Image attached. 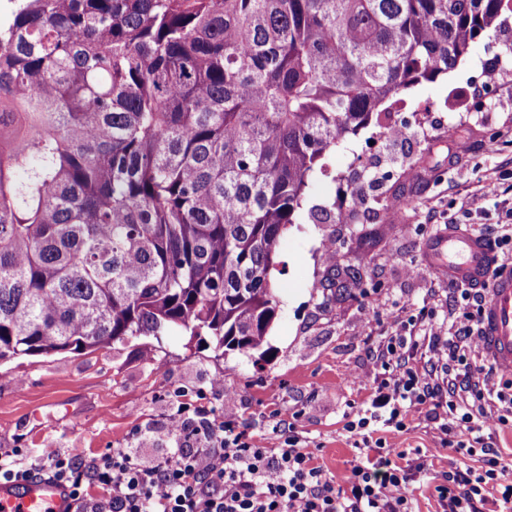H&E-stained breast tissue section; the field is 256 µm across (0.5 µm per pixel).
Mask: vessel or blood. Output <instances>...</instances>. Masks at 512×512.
I'll return each instance as SVG.
<instances>
[{"mask_svg": "<svg viewBox=\"0 0 512 512\" xmlns=\"http://www.w3.org/2000/svg\"><path fill=\"white\" fill-rule=\"evenodd\" d=\"M427 255L450 280L487 293L481 316L482 351L500 371L512 374V274L501 269L481 237L454 224L431 241ZM69 501V488L53 479L0 481V512H65Z\"/></svg>", "mask_w": 512, "mask_h": 512, "instance_id": "1", "label": "vessel or blood"}]
</instances>
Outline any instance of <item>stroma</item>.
<instances>
[{"instance_id": "stroma-1", "label": "stroma", "mask_w": 512, "mask_h": 512, "mask_svg": "<svg viewBox=\"0 0 512 512\" xmlns=\"http://www.w3.org/2000/svg\"><path fill=\"white\" fill-rule=\"evenodd\" d=\"M512 43V16L471 46L452 72L407 90L402 128L413 136L408 157L391 150L380 115L348 137L311 173L302 208L284 233L274 280L278 317L267 357L215 351L207 336H134L97 350L25 356L0 362V455L21 467L56 448L87 459L115 448L152 461L181 447L163 431L181 402L219 409L210 389L223 379L253 444L279 446L273 428L294 423L318 464L339 476L363 449L345 431L348 414L368 402L379 374L371 352L400 320L453 303L451 285L426 258L428 243L452 224L507 233L512 208V82L488 86L490 42ZM496 140L488 155L482 146ZM498 187L491 195L490 187ZM349 213L344 224H321V209ZM346 242L328 264V237ZM431 405L386 437L397 465L426 460L408 487L413 512H438L435 487L444 473L480 468L478 457L442 448Z\"/></svg>"}]
</instances>
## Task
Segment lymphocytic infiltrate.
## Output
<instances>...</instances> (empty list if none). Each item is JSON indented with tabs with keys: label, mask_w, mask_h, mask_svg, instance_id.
<instances>
[{
	"label": "lymphocytic infiltrate",
	"mask_w": 512,
	"mask_h": 512,
	"mask_svg": "<svg viewBox=\"0 0 512 512\" xmlns=\"http://www.w3.org/2000/svg\"><path fill=\"white\" fill-rule=\"evenodd\" d=\"M482 305L479 289L457 285L454 334L443 336L437 323L417 333L411 317L376 350L384 375L369 406L345 423L357 447L372 454L342 477L315 465L298 432L289 431L277 451L258 448L240 416L223 409L197 420L171 415L166 433L182 434L187 445L161 459L146 463L133 449L116 448L87 461L43 448L41 467L71 488L75 512H411L406 489L425 466L393 465L382 436L402 431L410 413L428 403L441 446L483 462L445 474L435 488L441 512H486L492 488L496 512H512V483H502L506 467L492 443L498 427L512 425V393L485 392L480 378L492 367L466 359L480 337ZM423 343L443 361L446 380L413 365Z\"/></svg>",
	"instance_id": "1"
}]
</instances>
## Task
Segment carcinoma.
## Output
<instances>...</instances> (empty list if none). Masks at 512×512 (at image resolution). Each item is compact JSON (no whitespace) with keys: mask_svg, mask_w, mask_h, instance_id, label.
<instances>
[{"mask_svg":"<svg viewBox=\"0 0 512 512\" xmlns=\"http://www.w3.org/2000/svg\"><path fill=\"white\" fill-rule=\"evenodd\" d=\"M512 0H9L0 360L177 331L260 350L325 155Z\"/></svg>","mask_w":512,"mask_h":512,"instance_id":"cac0c4a2","label":"carcinoma"}]
</instances>
